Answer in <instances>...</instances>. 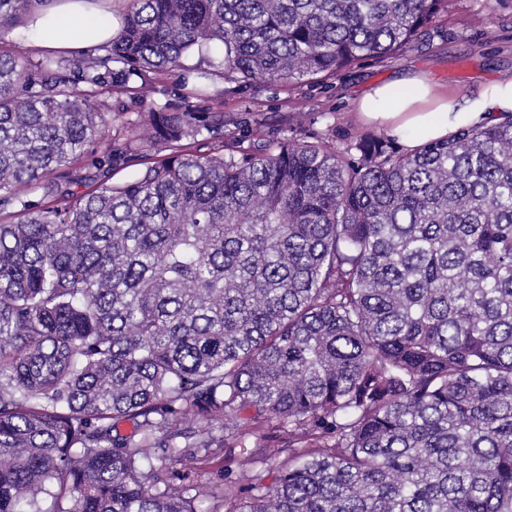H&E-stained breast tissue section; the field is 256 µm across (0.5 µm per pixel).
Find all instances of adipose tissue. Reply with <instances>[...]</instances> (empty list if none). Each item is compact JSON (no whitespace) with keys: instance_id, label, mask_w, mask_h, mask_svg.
<instances>
[{"instance_id":"1","label":"adipose tissue","mask_w":512,"mask_h":512,"mask_svg":"<svg viewBox=\"0 0 512 512\" xmlns=\"http://www.w3.org/2000/svg\"><path fill=\"white\" fill-rule=\"evenodd\" d=\"M113 32L111 14L95 0H56L30 23L28 37L36 49L85 53L103 46ZM356 108L362 121L412 150L512 116V76L474 93L448 94L425 73L410 70L366 89Z\"/></svg>"}]
</instances>
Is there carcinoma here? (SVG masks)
<instances>
[{
  "mask_svg": "<svg viewBox=\"0 0 512 512\" xmlns=\"http://www.w3.org/2000/svg\"><path fill=\"white\" fill-rule=\"evenodd\" d=\"M49 2L0 0V31ZM447 12L126 0L96 54L0 44V512H512V118L412 152L369 133L225 153L224 113L192 106L105 137L112 94L193 52L221 46L205 79L315 83ZM230 412L278 420L288 457L175 487L209 448L181 416Z\"/></svg>",
  "mask_w": 512,
  "mask_h": 512,
  "instance_id": "obj_1",
  "label": "carcinoma"
}]
</instances>
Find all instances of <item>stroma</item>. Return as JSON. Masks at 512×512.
Listing matches in <instances>:
<instances>
[{
    "label": "stroma",
    "instance_id": "obj_1",
    "mask_svg": "<svg viewBox=\"0 0 512 512\" xmlns=\"http://www.w3.org/2000/svg\"><path fill=\"white\" fill-rule=\"evenodd\" d=\"M201 64V58L193 56L186 60L185 70L157 75L153 94L140 101H126L127 119L161 105L184 107L196 82L193 70ZM406 68L426 72L437 88L461 93L511 74L512 0H503L492 11L486 9L485 0H448L447 18L410 48L387 58L358 62L319 83L294 87L259 83L240 88L223 75H215L211 83L220 95L200 104L199 109L223 113L224 143L228 146L246 149L297 134L327 137L341 145L370 131L356 116L357 97ZM243 426V421L231 414L209 432L214 447L205 469L211 480L237 475L248 451L254 454L249 461L252 469L268 468V460L258 449L282 436L279 422L267 423L261 436H245L243 448L224 447L227 435Z\"/></svg>",
    "mask_w": 512,
    "mask_h": 512
}]
</instances>
